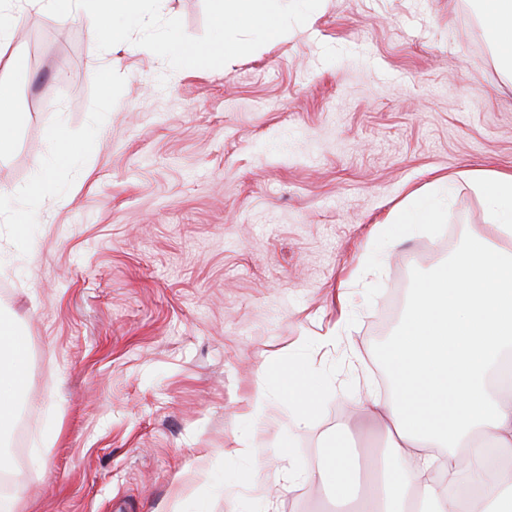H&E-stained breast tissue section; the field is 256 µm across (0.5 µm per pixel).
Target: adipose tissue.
I'll use <instances>...</instances> for the list:
<instances>
[{"mask_svg":"<svg viewBox=\"0 0 512 512\" xmlns=\"http://www.w3.org/2000/svg\"><path fill=\"white\" fill-rule=\"evenodd\" d=\"M481 21L512 66V0H485ZM471 181L490 224L413 289L383 356L389 397L355 401L381 419L386 448L329 455L308 476L346 512H512V471L493 462L512 449V398L500 391L502 360L512 357V174L478 171ZM15 334L0 321V425L14 418L26 376ZM314 393L302 363L290 362L277 393L258 380L251 423L262 425L281 398L303 423Z\"/></svg>","mask_w":512,"mask_h":512,"instance_id":"adipose-tissue-1","label":"adipose tissue"}]
</instances>
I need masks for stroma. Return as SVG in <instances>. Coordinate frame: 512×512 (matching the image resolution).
<instances>
[{
	"label": "stroma",
	"mask_w": 512,
	"mask_h": 512,
	"mask_svg": "<svg viewBox=\"0 0 512 512\" xmlns=\"http://www.w3.org/2000/svg\"><path fill=\"white\" fill-rule=\"evenodd\" d=\"M0 75L22 118L0 155V319L26 338L0 457L16 512H320L306 476L382 432L352 397L417 279L486 223L475 170L512 172V75L482 0H322L219 69L98 52L83 10L10 0ZM60 130L80 150L57 155ZM434 186L436 223L388 225ZM324 386L259 435L264 492L225 459L270 367Z\"/></svg>",
	"instance_id": "1"
}]
</instances>
